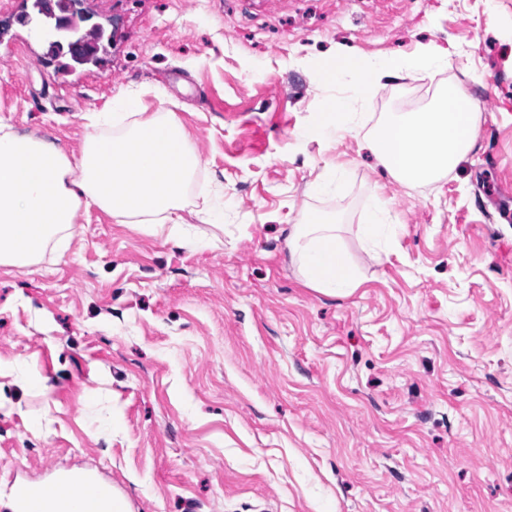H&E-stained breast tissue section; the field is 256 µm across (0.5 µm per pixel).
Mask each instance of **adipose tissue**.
<instances>
[{"label": "adipose tissue", "mask_w": 512, "mask_h": 512, "mask_svg": "<svg viewBox=\"0 0 512 512\" xmlns=\"http://www.w3.org/2000/svg\"><path fill=\"white\" fill-rule=\"evenodd\" d=\"M455 46L419 45L408 56L340 51L323 63L324 83L344 84L347 95L328 100L310 138L330 140L354 131V104L401 74L429 76L448 66ZM129 94L111 110H90L93 132L75 156L22 136L0 121V266L23 267L72 236L80 211L97 208L115 223L141 233L169 231L181 243L207 242V227L224 224V198L210 195L196 211L199 228L183 216L188 185L202 160L183 123L172 112L141 113ZM480 125L477 102L457 84L443 86L425 109L391 112L368 135V146L398 182L429 186L452 174L472 152ZM338 226L318 211L306 212L288 236V248L306 286L331 297L353 295L362 281L349 261Z\"/></svg>", "instance_id": "obj_1"}]
</instances>
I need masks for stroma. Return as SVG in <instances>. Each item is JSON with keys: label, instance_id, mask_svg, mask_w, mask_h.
I'll return each instance as SVG.
<instances>
[{"label": "stroma", "instance_id": "35a3bbf8", "mask_svg": "<svg viewBox=\"0 0 512 512\" xmlns=\"http://www.w3.org/2000/svg\"><path fill=\"white\" fill-rule=\"evenodd\" d=\"M31 6L0 0V117L71 155L88 109L137 91L185 124L224 229L196 249L93 208L67 251L0 266V512L64 473L129 512H512V0H83L81 34L112 43L70 73L22 22ZM430 40L457 46L447 69L387 80L343 138L302 137L347 91L320 82L337 47ZM451 82L480 107L475 147L404 186L364 132ZM336 166V194L308 195ZM377 191L399 231L371 247ZM310 210L342 226L350 297L291 259Z\"/></svg>", "mask_w": 512, "mask_h": 512}]
</instances>
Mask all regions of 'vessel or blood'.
I'll use <instances>...</instances> for the list:
<instances>
[{"mask_svg": "<svg viewBox=\"0 0 512 512\" xmlns=\"http://www.w3.org/2000/svg\"><path fill=\"white\" fill-rule=\"evenodd\" d=\"M77 490L89 496L92 512H123L124 501L112 486L90 477L73 479L65 476L55 479L49 489L19 484L18 512H55L57 507L70 502L72 493Z\"/></svg>", "mask_w": 512, "mask_h": 512, "instance_id": "b4317fda", "label": "vessel or blood"}]
</instances>
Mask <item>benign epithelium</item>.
I'll use <instances>...</instances> for the list:
<instances>
[{
	"mask_svg": "<svg viewBox=\"0 0 512 512\" xmlns=\"http://www.w3.org/2000/svg\"><path fill=\"white\" fill-rule=\"evenodd\" d=\"M77 0H34L35 13L23 23L32 26L52 53H65L76 64L83 63V36L76 21Z\"/></svg>",
	"mask_w": 512,
	"mask_h": 512,
	"instance_id": "obj_1",
	"label": "benign epithelium"
}]
</instances>
